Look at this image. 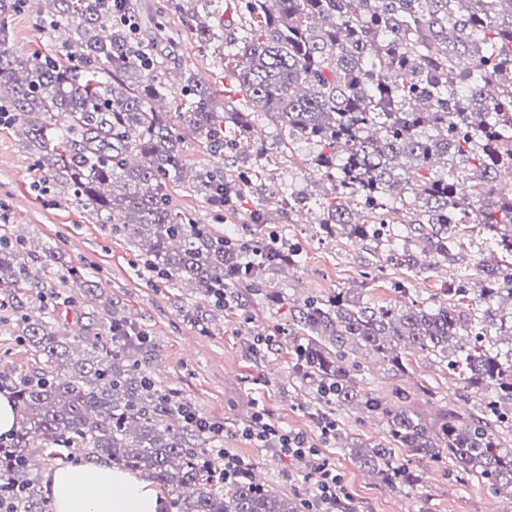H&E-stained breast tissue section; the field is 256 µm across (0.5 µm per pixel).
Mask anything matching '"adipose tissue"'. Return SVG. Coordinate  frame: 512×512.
Segmentation results:
<instances>
[{"mask_svg": "<svg viewBox=\"0 0 512 512\" xmlns=\"http://www.w3.org/2000/svg\"><path fill=\"white\" fill-rule=\"evenodd\" d=\"M49 487L55 512H160L153 489L103 457L54 469Z\"/></svg>", "mask_w": 512, "mask_h": 512, "instance_id": "ef3b65f1", "label": "adipose tissue"}]
</instances>
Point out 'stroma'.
Returning <instances> with one entry per match:
<instances>
[{
  "label": "stroma",
  "instance_id": "35a3bbf8",
  "mask_svg": "<svg viewBox=\"0 0 512 512\" xmlns=\"http://www.w3.org/2000/svg\"><path fill=\"white\" fill-rule=\"evenodd\" d=\"M129 5L139 22L142 44L164 58L167 71L183 78L196 75L216 89L233 90V59L223 56L216 45L197 42L166 0H129ZM0 21L6 24V49L18 55L38 52L64 57L70 52L54 32L37 27L33 10H16L13 0H0ZM254 128L260 133L258 143L267 148L261 159L265 172L254 197L243 201L235 215L212 208L202 194L185 186L172 188L170 194L177 208L190 212L196 223L227 235L245 231L255 202H276L286 191L305 195L302 210L287 218L273 216L259 228L261 234L287 238L303 259L300 267L285 274L281 298L259 296L249 306L217 317L209 300L191 286L165 287L144 273L136 249L113 235L111 225L103 223L90 205L67 194L57 199L34 191L41 172L29 158L21 135L6 124L0 126V224L12 225L15 234L35 248L53 247L62 267H79L92 274L97 284L94 296H84L76 285H67L65 291L73 301L59 309L58 321L86 322L101 317L109 301H118L120 315L153 340L147 366L151 375L165 389L190 400L204 416L221 423L220 447L249 459L262 482L289 496H312V485L299 466L246 437L244 429L259 404L274 425L302 435L335 465L343 479V512H486L489 501H501L499 493L461 475L449 458L433 461L405 455V463L417 477L411 486L391 488L361 471L346 445L383 441L386 426L358 407L335 411L343 448L323 442L296 375L288 337L274 334L273 329L292 324L303 299L345 288L361 287L364 301L376 307L442 299L457 273L480 277L495 246L478 225H459L452 259H420L416 269L404 274L407 293H397L393 289L396 268L385 261L375 243L348 237L340 229L330 235L321 232L323 206L333 189L307 163L316 145L297 143L285 151L278 145L284 136L281 127L259 116ZM255 145L242 143L235 156L222 159L188 133L182 154L190 171L219 165L236 171L251 165ZM259 331L270 334L271 340L257 350L252 336ZM408 359L407 371L396 374L378 358L363 357L359 390L390 406L405 403L429 420L448 407L460 412L472 409L477 396L458 373L423 352H410Z\"/></svg>",
  "mask_w": 512,
  "mask_h": 512
}]
</instances>
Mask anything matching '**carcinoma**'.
Segmentation results:
<instances>
[{"mask_svg":"<svg viewBox=\"0 0 512 512\" xmlns=\"http://www.w3.org/2000/svg\"><path fill=\"white\" fill-rule=\"evenodd\" d=\"M171 0L198 42L219 38L195 8ZM245 25L225 35L238 56L235 87L251 108L239 111L196 77L179 117L215 155L238 149L224 135L231 120L243 138L258 113L285 128L279 145L320 147L308 164L340 194L360 198L365 222L331 203L321 224H340L359 240L378 235L389 215L406 204L408 190L423 210L408 230L389 240L390 260L417 266L416 254L448 259L459 224H478L496 237L503 268L488 266L475 306L461 302L467 288L449 284L448 299L404 308L367 306L349 291L307 298L288 329L301 385L317 415L358 403L385 421L388 443L354 449V460L387 485L415 477L396 449L432 460L451 458L512 501V448L500 429L512 412V349L487 347L494 299L512 301V196L498 173L512 170V0H240ZM109 0H46L40 26L72 49L67 61L22 57L0 50V113L25 137L43 172L91 204L112 232L137 242L146 271L171 286L189 283L214 308L215 292L233 303L269 293L265 278L300 258L283 241L226 236L194 223L174 207L169 188L186 178L181 138L168 113L154 103L170 95L162 61L144 50L140 35L113 18ZM443 170H433L434 163ZM190 187L216 207L232 210L253 189L243 174L198 170ZM51 247L39 256L22 238L0 227V331L23 345L36 368L0 371L17 408V421L0 442V512H51L42 476L32 473L40 453L60 461L81 451L107 456L112 466L137 473L164 494L162 512H300L296 497L257 480L252 470L224 480V462L210 453V435L185 418L195 406L162 388L145 370L152 344L112 312L101 331L61 324L56 310L70 297L47 292ZM30 294L25 307L20 295ZM466 331L469 341L452 344ZM368 350L396 373L408 368V351H425L459 370L475 393L495 394L477 412L453 410L433 422L416 411L381 402L355 389ZM512 427V421L506 423Z\"/></svg>","mask_w":512,"mask_h":512,"instance_id":"1","label":"carcinoma"}]
</instances>
